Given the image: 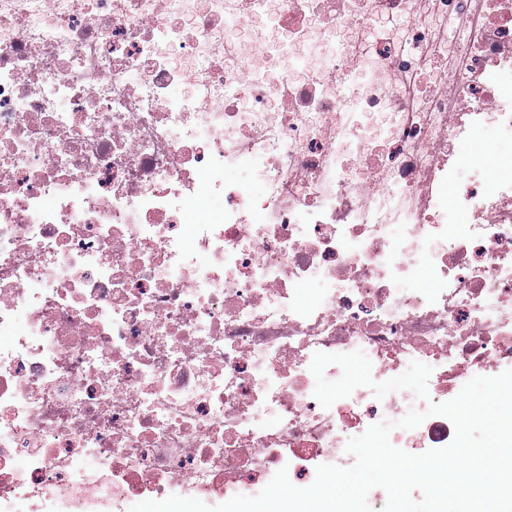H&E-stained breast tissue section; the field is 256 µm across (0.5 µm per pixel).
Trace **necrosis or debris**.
Listing matches in <instances>:
<instances>
[{
  "label": "necrosis or debris",
  "instance_id": "necrosis-or-debris-1",
  "mask_svg": "<svg viewBox=\"0 0 512 512\" xmlns=\"http://www.w3.org/2000/svg\"><path fill=\"white\" fill-rule=\"evenodd\" d=\"M512 0H0V512L310 486L512 369ZM253 180H226V171ZM220 202L197 207L198 192ZM468 144L475 151L479 162L484 164L489 163L499 152L512 150V140L489 129L480 130Z\"/></svg>",
  "mask_w": 512,
  "mask_h": 512
}]
</instances>
